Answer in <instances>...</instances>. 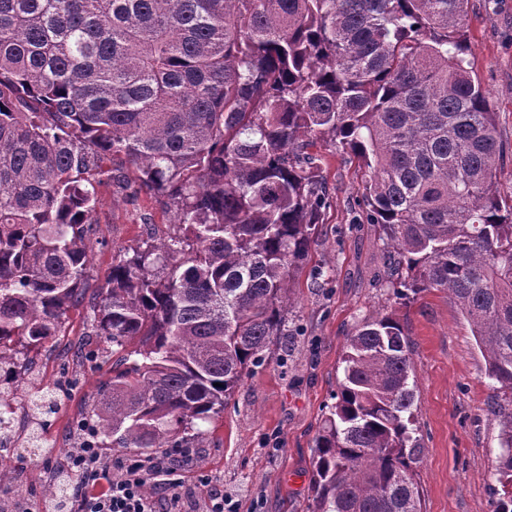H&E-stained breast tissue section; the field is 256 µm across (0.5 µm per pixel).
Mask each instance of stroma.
I'll list each match as a JSON object with an SVG mask.
<instances>
[{
    "instance_id": "obj_1",
    "label": "stroma",
    "mask_w": 512,
    "mask_h": 512,
    "mask_svg": "<svg viewBox=\"0 0 512 512\" xmlns=\"http://www.w3.org/2000/svg\"><path fill=\"white\" fill-rule=\"evenodd\" d=\"M474 71L489 91L506 146L498 184L512 205V0H471L466 17ZM314 153L330 192L307 261L292 271L297 304L287 336L266 350V360L246 378L211 427L193 463L179 467L184 512H200L213 490L229 512H311L314 441L342 374L345 338L363 319L392 312L412 350L417 382L415 416L421 448L416 465L423 512H493L491 488L500 453L499 427L488 409L489 381L469 323L444 292L419 293L398 303L383 275L384 250L377 225H351L367 170L324 142ZM90 240L88 285L103 283L119 250L136 245L145 227L171 231L174 214L153 195L114 193L101 186ZM323 268L316 276L315 268ZM87 306L70 309L62 332L34 357L36 378L58 383L52 413L41 415L44 438L55 449L38 455L18 448L0 458L13 475L0 485L23 506L43 512V487L68 471L79 444L76 423L90 412L112 361L80 362L79 346H99L89 335Z\"/></svg>"
}]
</instances>
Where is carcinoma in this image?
Returning a JSON list of instances; mask_svg holds the SVG:
<instances>
[{"label":"carcinoma","mask_w":512,"mask_h":512,"mask_svg":"<svg viewBox=\"0 0 512 512\" xmlns=\"http://www.w3.org/2000/svg\"><path fill=\"white\" fill-rule=\"evenodd\" d=\"M469 0H0V373L87 303L112 349L97 448H202V426L286 335L290 274L328 204L325 140L369 170L398 300L447 292L499 424L494 512H512V207L471 60ZM176 214L86 296L100 164ZM315 440L311 512H422L410 342L392 313L347 336ZM53 389L29 390L33 412Z\"/></svg>","instance_id":"obj_1"}]
</instances>
